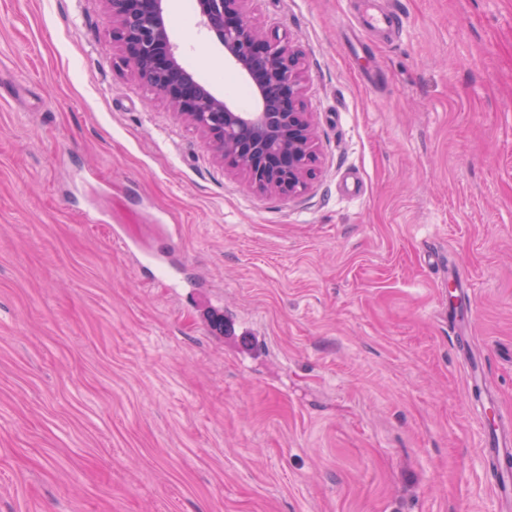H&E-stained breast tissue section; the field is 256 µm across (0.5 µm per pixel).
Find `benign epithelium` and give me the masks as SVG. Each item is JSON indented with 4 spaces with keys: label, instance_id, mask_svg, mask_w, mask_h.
Wrapping results in <instances>:
<instances>
[{
    "label": "benign epithelium",
    "instance_id": "1",
    "mask_svg": "<svg viewBox=\"0 0 512 512\" xmlns=\"http://www.w3.org/2000/svg\"><path fill=\"white\" fill-rule=\"evenodd\" d=\"M122 64L173 113L209 142L256 192L298 195L316 163V134L304 103L301 52L288 35L264 32L251 21L249 0H197L199 24L252 85L253 111L216 96L181 64L167 25L166 0H105Z\"/></svg>",
    "mask_w": 512,
    "mask_h": 512
}]
</instances>
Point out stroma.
<instances>
[{"label": "stroma", "instance_id": "1", "mask_svg": "<svg viewBox=\"0 0 512 512\" xmlns=\"http://www.w3.org/2000/svg\"><path fill=\"white\" fill-rule=\"evenodd\" d=\"M396 2L370 83L357 0H251L308 78L288 196L121 65L104 0H0V512H496L448 275L512 415V0ZM167 20L251 110L189 0ZM403 28V18L395 10L384 7H373L366 9L355 17L350 26V53L352 57L359 61H367L365 77L368 81H373L375 70L372 66V56L365 50V39L368 33H379L382 35L390 34L397 30V33Z\"/></svg>", "mask_w": 512, "mask_h": 512}]
</instances>
